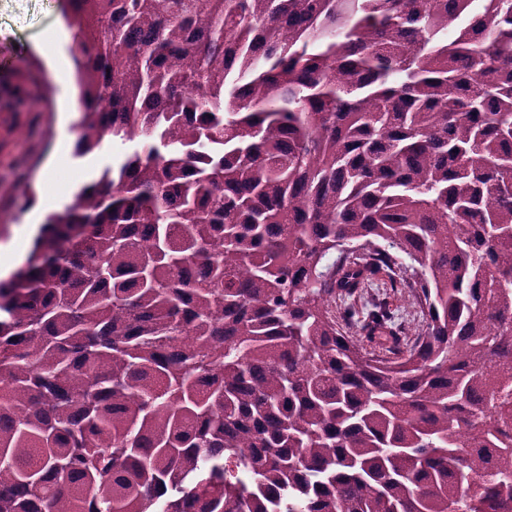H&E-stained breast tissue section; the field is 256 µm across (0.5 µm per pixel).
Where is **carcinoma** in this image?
<instances>
[{"label":"carcinoma","instance_id":"cac0c4a2","mask_svg":"<svg viewBox=\"0 0 512 512\" xmlns=\"http://www.w3.org/2000/svg\"><path fill=\"white\" fill-rule=\"evenodd\" d=\"M71 4L142 147L0 281V512H512V0ZM388 273L389 272H383L381 273L378 278L374 281V285H372L371 287H367L366 290H365V294H364V299L362 300H358L357 302V308L359 309L360 311V314L358 316V319L361 320V322H359L357 324V326H354L350 329H345L347 331V334L349 336H356V337H360V336H364L365 333L362 332V330L360 329V326L361 324H363V316H366V310L363 308V303H365L367 300H370L371 299V296H377L379 298H383V295L382 293L385 291V283H388L389 282V277H388ZM362 310H363V313L362 314ZM402 289L404 292L403 296L399 300L393 301L391 308L395 310L396 323H401L404 328L401 336H406L402 347L408 349L414 338L421 332L425 325V319L423 317L422 308L417 304L414 297L412 296V288L405 286ZM408 344V345H406Z\"/></svg>","mask_w":512,"mask_h":512}]
</instances>
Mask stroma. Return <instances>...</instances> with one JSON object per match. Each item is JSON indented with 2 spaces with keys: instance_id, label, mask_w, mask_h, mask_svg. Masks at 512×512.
<instances>
[{
  "instance_id": "35a3bbf8",
  "label": "stroma",
  "mask_w": 512,
  "mask_h": 512,
  "mask_svg": "<svg viewBox=\"0 0 512 512\" xmlns=\"http://www.w3.org/2000/svg\"><path fill=\"white\" fill-rule=\"evenodd\" d=\"M70 12V0H0V57L18 63L17 71H0V244L13 240L31 221L33 211L24 205L25 188H33L38 196L54 190L43 183L41 167L57 136L61 88L50 77L36 44L45 29L64 23ZM27 70L38 74L40 89L47 95L39 112L15 109L13 93ZM129 150V145L109 143L84 156H70L61 174L63 204H70L81 186L99 178Z\"/></svg>"
}]
</instances>
